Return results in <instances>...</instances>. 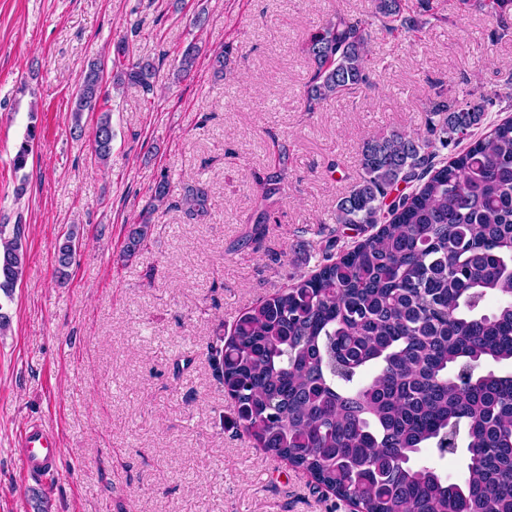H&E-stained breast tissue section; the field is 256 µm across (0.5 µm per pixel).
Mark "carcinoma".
Instances as JSON below:
<instances>
[{"mask_svg": "<svg viewBox=\"0 0 512 512\" xmlns=\"http://www.w3.org/2000/svg\"><path fill=\"white\" fill-rule=\"evenodd\" d=\"M502 29L512 0H483ZM388 33L417 21L405 0H374ZM369 22L336 15L304 44L313 70L304 111L369 84ZM199 48L180 52L177 78L190 77ZM112 87L153 90L156 67L115 62ZM104 64L82 72L71 111L74 130L101 96ZM489 99L435 105L442 116L422 136L400 131L363 142L361 180L336 206L337 224L362 234L336 249L330 236L315 269L249 307L208 357L234 400L238 424L258 447L331 489L353 512H512V118L476 135ZM30 124L12 158L23 170L35 142ZM465 146L449 157L440 149ZM97 159L112 151L110 112L92 141ZM260 182L263 200L281 192L288 155ZM414 186L404 194L400 186ZM167 176L130 225L124 253L148 238L152 214L169 201ZM192 218L209 215V194L187 188ZM23 224H0V292L11 298L25 266ZM79 228L55 253L56 272L72 264ZM465 451V475L451 482L417 456Z\"/></svg>", "mask_w": 512, "mask_h": 512, "instance_id": "obj_1", "label": "carcinoma"}]
</instances>
